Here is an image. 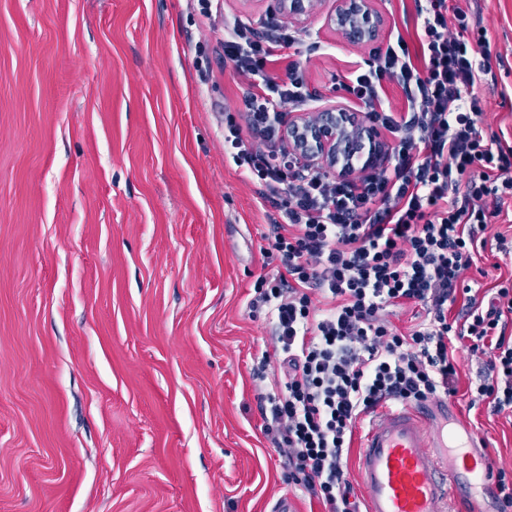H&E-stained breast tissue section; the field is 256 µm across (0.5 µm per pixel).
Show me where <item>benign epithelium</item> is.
Masks as SVG:
<instances>
[{
	"mask_svg": "<svg viewBox=\"0 0 512 512\" xmlns=\"http://www.w3.org/2000/svg\"><path fill=\"white\" fill-rule=\"evenodd\" d=\"M285 13L296 23L309 19L314 0H281ZM325 24L353 45L374 41L380 32L379 16L372 0H336ZM283 129L308 166L315 170L349 171L376 157L377 137L357 140L353 134L358 117L343 108L329 107L289 119L280 115Z\"/></svg>",
	"mask_w": 512,
	"mask_h": 512,
	"instance_id": "obj_1",
	"label": "benign epithelium"
}]
</instances>
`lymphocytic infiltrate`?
<instances>
[{
  "instance_id": "1",
  "label": "lymphocytic infiltrate",
  "mask_w": 512,
  "mask_h": 512,
  "mask_svg": "<svg viewBox=\"0 0 512 512\" xmlns=\"http://www.w3.org/2000/svg\"><path fill=\"white\" fill-rule=\"evenodd\" d=\"M420 15V59L396 36L373 66L349 76L359 111L395 139L353 177L311 170L275 119L308 97L296 64L281 80L266 70L293 36L227 24L224 58L248 89L245 123L224 119V153L281 216L271 241L281 265L257 278L250 305L265 310L274 344L253 377L265 380L275 363L282 379L257 399L289 482L327 512H361L344 472L358 421L389 401L454 394L452 339L485 359L478 399L496 412L512 408V286H499L487 303L469 301L464 322L448 318L456 293L475 286L466 273L487 246L480 232L512 196V146L481 127L487 30L448 0H427ZM387 81L405 93L406 110L385 104ZM407 304L425 317L404 333L383 312Z\"/></svg>"
}]
</instances>
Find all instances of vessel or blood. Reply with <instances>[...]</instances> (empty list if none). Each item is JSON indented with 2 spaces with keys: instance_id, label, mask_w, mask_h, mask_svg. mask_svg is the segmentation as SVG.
Here are the masks:
<instances>
[{
  "instance_id": "1",
  "label": "vessel or blood",
  "mask_w": 512,
  "mask_h": 512,
  "mask_svg": "<svg viewBox=\"0 0 512 512\" xmlns=\"http://www.w3.org/2000/svg\"><path fill=\"white\" fill-rule=\"evenodd\" d=\"M367 512H499L495 466L481 439L449 423L447 403L386 407L368 426L358 456Z\"/></svg>"
}]
</instances>
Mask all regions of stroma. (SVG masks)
<instances>
[{
  "label": "stroma",
  "instance_id": "35a3bbf8",
  "mask_svg": "<svg viewBox=\"0 0 512 512\" xmlns=\"http://www.w3.org/2000/svg\"><path fill=\"white\" fill-rule=\"evenodd\" d=\"M481 20L486 134L512 141V0H453ZM319 0L283 55L306 112L354 109L344 84L376 44L417 48L420 0H372L352 45ZM288 25L279 0H0V512H326L264 432L252 313L275 209L224 155L246 85L224 21ZM448 409L512 465V411L472 403L467 342Z\"/></svg>",
  "mask_w": 512,
  "mask_h": 512
}]
</instances>
